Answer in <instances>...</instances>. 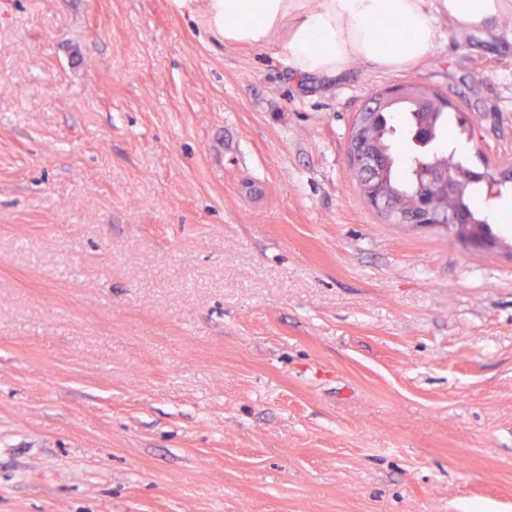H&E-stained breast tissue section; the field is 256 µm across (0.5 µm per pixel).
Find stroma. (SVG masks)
Listing matches in <instances>:
<instances>
[{
    "label": "stroma",
    "instance_id": "obj_1",
    "mask_svg": "<svg viewBox=\"0 0 512 512\" xmlns=\"http://www.w3.org/2000/svg\"><path fill=\"white\" fill-rule=\"evenodd\" d=\"M296 77L172 0H0V512H512V225L392 224L353 116L512 163V12Z\"/></svg>",
    "mask_w": 512,
    "mask_h": 512
}]
</instances>
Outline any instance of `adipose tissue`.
<instances>
[{"label":"adipose tissue","instance_id":"obj_1","mask_svg":"<svg viewBox=\"0 0 512 512\" xmlns=\"http://www.w3.org/2000/svg\"><path fill=\"white\" fill-rule=\"evenodd\" d=\"M507 0H209V26L228 43L276 42L298 76H341L351 62L398 71L428 59L447 11L457 33L483 30Z\"/></svg>","mask_w":512,"mask_h":512}]
</instances>
